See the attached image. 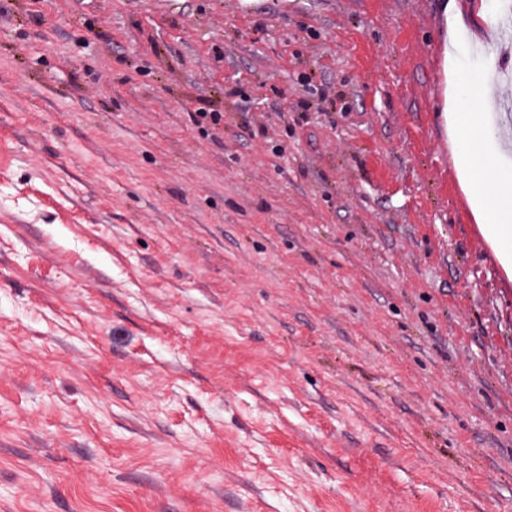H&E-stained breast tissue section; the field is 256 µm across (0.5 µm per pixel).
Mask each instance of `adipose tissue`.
Masks as SVG:
<instances>
[{
	"label": "adipose tissue",
	"mask_w": 512,
	"mask_h": 512,
	"mask_svg": "<svg viewBox=\"0 0 512 512\" xmlns=\"http://www.w3.org/2000/svg\"><path fill=\"white\" fill-rule=\"evenodd\" d=\"M488 107L487 95H480L476 100L456 95L449 123L451 129L463 132L457 152V166L467 175L465 191L476 214L483 221L486 235L495 245L499 261L507 266L512 264V183L504 181L497 184L474 175V163L480 154V146L466 135L469 126L485 122Z\"/></svg>",
	"instance_id": "obj_1"
}]
</instances>
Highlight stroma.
I'll use <instances>...</instances> for the list:
<instances>
[{"label": "stroma", "instance_id": "obj_1", "mask_svg": "<svg viewBox=\"0 0 512 512\" xmlns=\"http://www.w3.org/2000/svg\"><path fill=\"white\" fill-rule=\"evenodd\" d=\"M446 1L0 0V512H512L446 111L511 181L512 0Z\"/></svg>", "mask_w": 512, "mask_h": 512}]
</instances>
